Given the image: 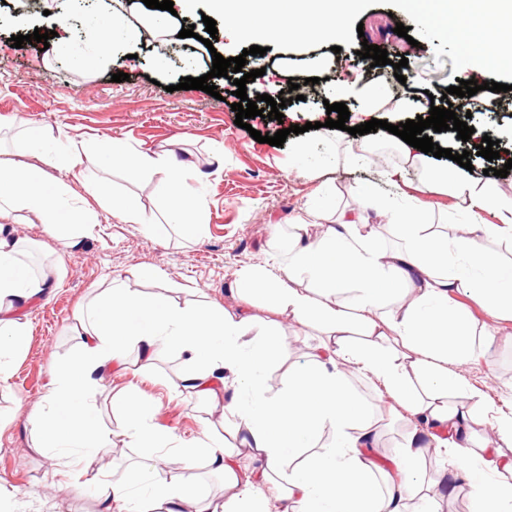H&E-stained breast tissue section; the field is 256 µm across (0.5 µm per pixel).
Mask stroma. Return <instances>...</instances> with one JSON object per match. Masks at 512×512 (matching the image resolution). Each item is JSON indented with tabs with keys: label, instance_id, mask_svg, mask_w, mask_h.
Here are the masks:
<instances>
[{
	"label": "stroma",
	"instance_id": "35a3bbf8",
	"mask_svg": "<svg viewBox=\"0 0 512 512\" xmlns=\"http://www.w3.org/2000/svg\"><path fill=\"white\" fill-rule=\"evenodd\" d=\"M26 4L0 0V157L39 168L49 181L60 183L65 200L92 210L93 225L87 234L64 240L28 212H12L6 220L16 237L32 245V264L51 267L61 285L26 309L25 350L11 365L9 383L0 385V512H14L17 500L37 492L44 496L41 512H103L100 495L76 488L62 458L36 451L37 437L28 422L42 407L54 371L72 356L75 316L95 288L118 278L133 288L166 292L182 303L202 301L246 312L254 318V333L264 332L273 313L230 291L239 270L269 261L285 265L288 258L279 243L291 235L307 207L320 206L323 214L322 222L309 228L314 240L359 195L387 191L382 169L399 171L410 195L422 177L387 130L360 137L325 127L326 104L345 102L350 127L367 122L359 87L385 86L394 73L392 60L413 39L414 54L401 70L406 81L397 87L403 108L396 112L388 106L374 117L394 125L416 119L425 115L429 96H440L454 85L459 54L444 29L425 27L400 0H363L362 10L348 18L347 33L336 43L340 53L326 42L303 41L274 43L264 56H246V70L263 69L258 84L270 96H278L291 81L301 84L311 78L315 85L305 101L284 108L283 121L255 118L245 130L234 123L232 78L212 77L219 91L215 97L180 89L182 78H197L211 69V55L195 40L181 41L187 61L183 67L169 63L156 40L142 38L115 47V54L124 58L122 67L102 62L86 70L74 63L72 52L82 43L86 19L111 13L114 0H40L39 12L32 16ZM61 10L69 11L72 21L58 30L51 15ZM25 17L49 31L47 44L12 47L10 38L22 34ZM399 23L409 27V38L395 33ZM366 43L386 49L389 64L374 67L360 58ZM119 69L127 73V81L113 82ZM340 85L351 86V93L338 95ZM283 124L302 125L303 131L288 135L280 147L251 136L255 130L274 135ZM31 127L38 131L39 146H32L27 136ZM112 140L142 152L176 148L188 165L189 187L207 200L201 239L186 241L168 224L162 176L134 183L119 167H70V159L87 143L102 146ZM363 141L382 150L383 168L344 156V149H357ZM99 184L136 198L142 223L114 218L90 193ZM460 306L476 332L474 354L462 374L496 404L512 405V316L488 314L481 303L465 297ZM279 340L282 359L263 376L271 396L284 390L289 367L303 363L314 346L307 329L286 318ZM184 368L183 357L174 353L162 354L148 370L126 367L96 389L88 409L104 431H119L124 418L113 411L112 400L131 391L151 403L150 423L171 445L205 441L209 433L221 432L222 422L208 401L174 392ZM352 387L381 419L384 432L377 453L389 460L405 431L404 410L389 412L378 405L375 385L362 377H354Z\"/></svg>",
	"mask_w": 512,
	"mask_h": 512
}]
</instances>
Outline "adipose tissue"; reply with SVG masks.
<instances>
[{"label": "adipose tissue", "instance_id": "1", "mask_svg": "<svg viewBox=\"0 0 512 512\" xmlns=\"http://www.w3.org/2000/svg\"><path fill=\"white\" fill-rule=\"evenodd\" d=\"M206 2L211 15L242 35L290 43L343 37L344 16L356 12L362 0ZM457 2L405 0L424 26L466 29L459 78L482 60L512 66V0H465L464 17L456 14ZM139 37L123 13L113 11L88 28L77 60L98 64L115 40ZM86 159L104 169L123 167L133 181L164 174L171 223L184 239L200 236L197 217L207 202L189 189L174 151L134 153L113 144ZM443 190L472 212L495 207L496 223L428 224L420 205L387 198L379 209L401 240L397 248L380 245L376 225L348 208L315 242L304 240L306 223L296 224L283 272L264 265L237 274L239 296L271 302L320 340L304 363L289 371L286 390L275 397L267 395L262 375L279 360L277 328L255 335L250 315L181 303L111 279L77 317L75 357L58 368L43 409L31 422L39 450L69 454L75 478H82L113 444L111 434L88 415L86 398L113 368L126 366L129 353L147 366L169 351L187 363L178 390L221 405L234 443L214 438L165 451L164 439L147 422L149 405L125 394L117 402L126 417L121 436L127 447L145 454L125 481L106 485L103 498L116 512H440L445 475L426 482L416 468L431 454L457 461L456 477L468 487L470 512H512V459L499 453L512 447V411L493 412L482 393L451 370L471 359L475 334L455 294L477 299L495 313L512 311V257L488 247L493 240L512 242V194L458 166L426 170L420 194ZM17 208L65 236L84 234L91 226V210L67 206L43 172L0 159V217ZM24 257L22 242L0 227L1 384L25 345L19 308L55 285L50 274H32ZM357 375L381 384L384 397L411 421L391 467L379 465L371 451L380 430L351 389ZM228 387L247 393L248 402L224 405ZM482 416L489 419L490 433L479 443L473 426ZM328 427L335 439L323 447L319 439ZM241 454L258 460V467L241 470ZM200 455L224 479L223 500L202 507L191 494ZM160 467L170 472L169 481L155 485L148 497H135V487ZM284 472L291 475L287 487L269 497V485Z\"/></svg>", "mask_w": 512, "mask_h": 512}]
</instances>
